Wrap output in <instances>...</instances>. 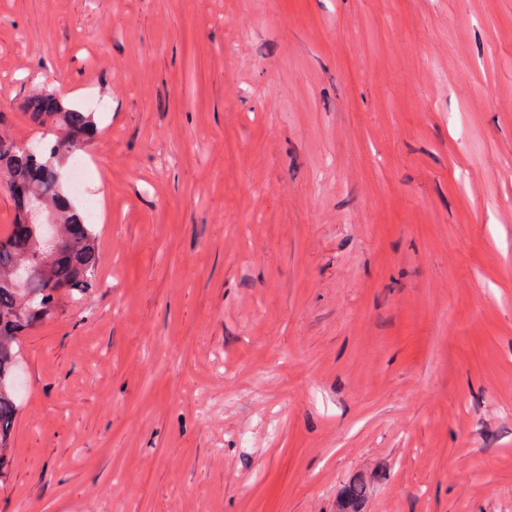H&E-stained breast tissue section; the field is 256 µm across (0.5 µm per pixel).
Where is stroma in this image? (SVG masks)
Listing matches in <instances>:
<instances>
[{
    "mask_svg": "<svg viewBox=\"0 0 512 512\" xmlns=\"http://www.w3.org/2000/svg\"><path fill=\"white\" fill-rule=\"evenodd\" d=\"M36 88L100 261L0 512H512V0H0Z\"/></svg>",
    "mask_w": 512,
    "mask_h": 512,
    "instance_id": "1",
    "label": "stroma"
}]
</instances>
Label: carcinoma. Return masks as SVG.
Here are the masks:
<instances>
[{
	"label": "carcinoma",
	"instance_id": "1",
	"mask_svg": "<svg viewBox=\"0 0 512 512\" xmlns=\"http://www.w3.org/2000/svg\"><path fill=\"white\" fill-rule=\"evenodd\" d=\"M30 110L34 122L55 129L56 139L48 154L30 156L1 136L0 188L34 182L45 212L55 219L56 247L45 246L37 224L15 223L0 235V480L9 470L18 414L21 337L54 318L62 298L85 296L96 284L99 259L97 236L62 194L57 171L91 138L94 113L62 105L50 112L37 93Z\"/></svg>",
	"mask_w": 512,
	"mask_h": 512
}]
</instances>
